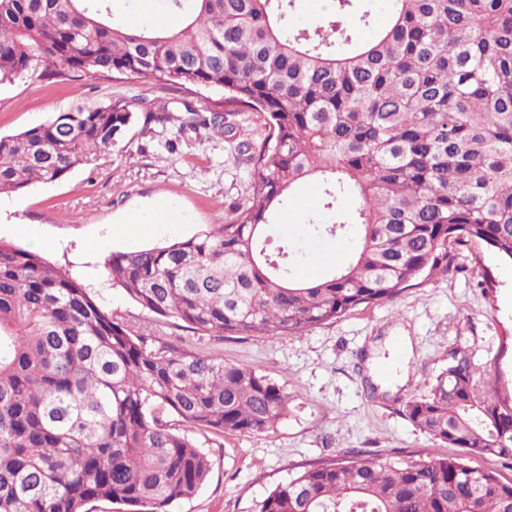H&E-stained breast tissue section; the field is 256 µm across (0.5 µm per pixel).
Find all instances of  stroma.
Wrapping results in <instances>:
<instances>
[{"label": "stroma", "instance_id": "stroma-1", "mask_svg": "<svg viewBox=\"0 0 512 512\" xmlns=\"http://www.w3.org/2000/svg\"><path fill=\"white\" fill-rule=\"evenodd\" d=\"M173 90L137 76L26 78L0 85V135L19 133L57 113L136 98L162 106ZM229 133L134 123L91 164L16 193L0 212V239L40 251L91 288L121 322L193 353L266 375L288 395V413L264 435L194 437L211 461L206 484L170 512H255L278 484L313 466L356 454L414 461L458 456L418 429L405 403L428 392L451 352H466L474 376L512 405V264L481 245L456 251L449 272L405 290L395 301L358 307L295 336L218 337L156 321L113 285L104 265L115 251L185 240L224 221L245 202L251 181L246 149H259L269 127L256 112L225 118ZM159 201L179 221L154 233L123 236L125 222ZM314 185L302 187L281 213L279 231L295 247V272L323 278L338 260L339 240L312 232L320 217ZM411 353L394 362L398 337Z\"/></svg>", "mask_w": 512, "mask_h": 512}]
</instances>
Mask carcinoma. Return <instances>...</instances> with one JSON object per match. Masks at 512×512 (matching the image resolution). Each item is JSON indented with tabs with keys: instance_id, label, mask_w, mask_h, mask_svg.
<instances>
[{
	"instance_id": "obj_1",
	"label": "carcinoma",
	"mask_w": 512,
	"mask_h": 512,
	"mask_svg": "<svg viewBox=\"0 0 512 512\" xmlns=\"http://www.w3.org/2000/svg\"><path fill=\"white\" fill-rule=\"evenodd\" d=\"M331 0L322 25L292 24L296 0H193L180 24L110 21L109 0H0V83L67 74L135 75L220 87L225 105L269 115L250 156L246 203L186 240L106 259L143 309L211 336H294L391 302L450 270V247L512 261V0ZM177 111L224 128V114ZM139 120L124 100L61 112L0 136V194L54 182L112 148ZM180 123L162 107L144 124ZM315 183L349 261L295 277L274 217ZM288 411L264 375L194 354L115 320L40 252L0 240V512H87L108 501L169 512L211 462L192 428L260 435ZM409 420L466 454L512 456V406L457 351ZM256 512H512V480L462 458H342L275 487Z\"/></svg>"
}]
</instances>
